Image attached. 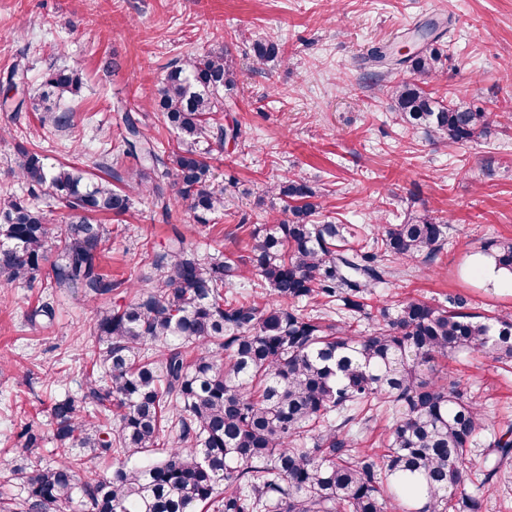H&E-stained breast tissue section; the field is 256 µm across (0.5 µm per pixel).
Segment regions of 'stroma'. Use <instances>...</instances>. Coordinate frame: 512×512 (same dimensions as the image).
<instances>
[{"instance_id":"1","label":"stroma","mask_w":512,"mask_h":512,"mask_svg":"<svg viewBox=\"0 0 512 512\" xmlns=\"http://www.w3.org/2000/svg\"><path fill=\"white\" fill-rule=\"evenodd\" d=\"M444 20L446 60L428 80L438 95L496 113L481 143H440L403 130L392 118L367 54L401 43L409 28ZM278 39L280 62L257 63L251 41ZM225 51L236 83L224 91L221 124L239 125V140L210 154L222 179L234 181L239 205L201 226L180 214L167 224L149 201L127 214L99 216L111 231L102 262L113 280H137L143 244L164 245L179 227L191 248L247 257L255 228L281 208L269 189L288 171L323 192L324 213L371 235L381 220L408 213L450 223L447 243L430 264H396L369 303L405 296L445 300L462 293L473 312H512V282L478 272L484 244L512 237V0H0V96L13 65L29 81L51 67L80 69L82 86L67 104L75 127H41L23 109L0 112L15 138L0 141V186L20 192L7 174L16 144L38 146L51 161L94 165L102 148L118 147L123 100L160 149L173 136L150 106L166 67L190 53ZM118 68H106L109 59ZM48 274L0 290V497H20L13 470L19 421L46 427L51 401L78 388L95 307L77 291L59 295L54 324L26 315L45 293ZM460 389L480 395L497 427L512 423V372L491 357L449 359Z\"/></svg>"}]
</instances>
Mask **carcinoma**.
Segmentation results:
<instances>
[{
  "label": "carcinoma",
  "instance_id": "obj_1",
  "mask_svg": "<svg viewBox=\"0 0 512 512\" xmlns=\"http://www.w3.org/2000/svg\"><path fill=\"white\" fill-rule=\"evenodd\" d=\"M414 37L422 47L412 54L371 52L396 119L455 143L486 138L490 112L421 85L442 68L439 25H420ZM252 49L262 62L283 58L273 38ZM404 65L409 78L398 76ZM81 83L76 68L42 75L29 93L42 125L73 126V113L51 100ZM234 84L222 51L167 67L151 101L177 133L165 154L118 103L122 152L98 166L125 190L15 147L12 177L68 216L58 222L0 193V288L28 284L48 264L50 287L79 291L96 306V320L79 392L50 404L51 435L19 425L24 464L14 474L25 497L0 501V512H68L76 501L86 512H482L483 500L465 486L495 485L512 459V425L477 458L489 417L440 361L470 352L512 365V312L481 316L462 294L446 304L405 298L371 310L367 303L388 274L378 253L402 264L433 258L445 221L424 214L381 224L368 249L353 225L320 219L321 190L288 172L273 187L283 212L255 230L247 258H202L174 226L164 246L144 251L150 275L129 285L131 299L108 302L122 283L101 265L109 231L90 215H124L138 196L168 220L174 206L198 224L224 215L231 198L200 144L238 140L237 127L213 122ZM483 255L512 280V239L489 242ZM246 272L260 278L262 293L224 292ZM304 301L324 313H302ZM337 308L370 321L368 332L334 318ZM54 315L48 294L29 320ZM381 412L390 424L378 447H359ZM47 440L56 445L52 465L38 452ZM161 446L158 459L129 464ZM85 452L108 458L111 472L87 470Z\"/></svg>",
  "mask_w": 512,
  "mask_h": 512
}]
</instances>
